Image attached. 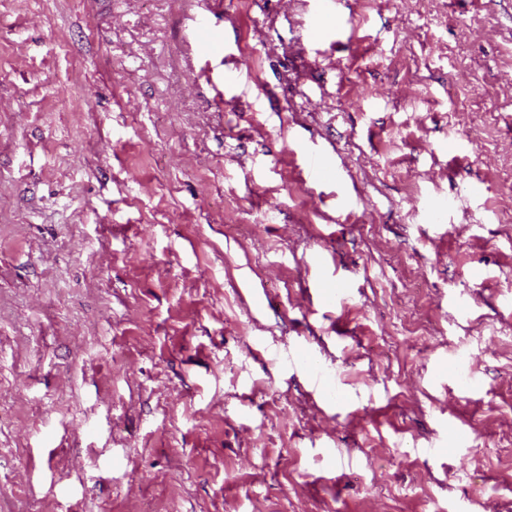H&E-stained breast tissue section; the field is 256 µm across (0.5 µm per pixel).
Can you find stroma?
I'll return each mask as SVG.
<instances>
[{"label": "stroma", "instance_id": "35a3bbf8", "mask_svg": "<svg viewBox=\"0 0 512 512\" xmlns=\"http://www.w3.org/2000/svg\"><path fill=\"white\" fill-rule=\"evenodd\" d=\"M343 13L0 0V512H512V0ZM285 359L288 363L298 364L307 371L314 392L325 398H333L327 384L326 373L316 360L300 351L289 352Z\"/></svg>", "mask_w": 512, "mask_h": 512}]
</instances>
